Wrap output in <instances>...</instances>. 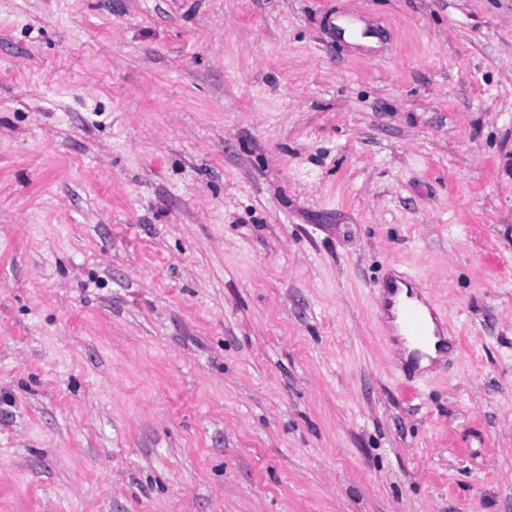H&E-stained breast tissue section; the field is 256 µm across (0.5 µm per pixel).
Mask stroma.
I'll return each mask as SVG.
<instances>
[{"mask_svg": "<svg viewBox=\"0 0 512 512\" xmlns=\"http://www.w3.org/2000/svg\"><path fill=\"white\" fill-rule=\"evenodd\" d=\"M0 512H512V0H0ZM431 319H430V318ZM433 325V313L427 312L426 307L423 308L418 303L406 302L402 304L399 309V321L400 329L404 336L418 347L425 348L431 346L433 343L435 346L438 342H434V339L440 335L439 331L435 328H431L430 320Z\"/></svg>", "mask_w": 512, "mask_h": 512, "instance_id": "stroma-1", "label": "stroma"}]
</instances>
